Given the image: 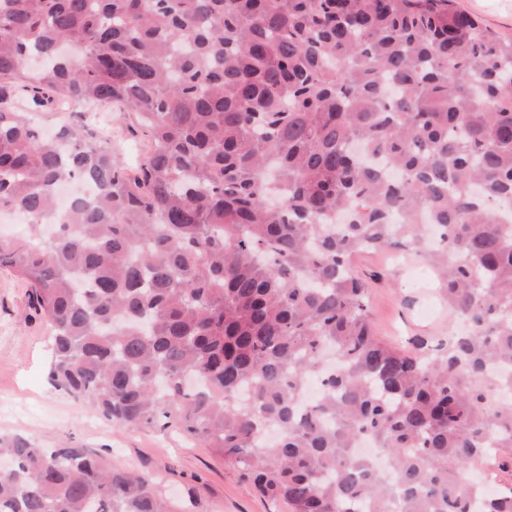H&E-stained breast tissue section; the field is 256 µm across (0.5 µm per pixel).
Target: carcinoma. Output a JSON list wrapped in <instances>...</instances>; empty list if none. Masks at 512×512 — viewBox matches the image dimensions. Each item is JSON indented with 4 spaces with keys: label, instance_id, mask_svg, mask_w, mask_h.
I'll return each instance as SVG.
<instances>
[{
    "label": "carcinoma",
    "instance_id": "cac0c4a2",
    "mask_svg": "<svg viewBox=\"0 0 512 512\" xmlns=\"http://www.w3.org/2000/svg\"><path fill=\"white\" fill-rule=\"evenodd\" d=\"M58 102L132 117L138 169L41 135ZM67 180L94 196L42 242ZM0 210L28 218L0 269L51 385L107 420L203 441L290 512H512L467 480L512 472V40L456 0H0ZM408 246L468 329L404 349L351 260ZM0 459V512H173L85 448L1 434Z\"/></svg>",
    "mask_w": 512,
    "mask_h": 512
}]
</instances>
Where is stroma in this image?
I'll list each match as a JSON object with an SVG mask.
<instances>
[{
    "label": "stroma",
    "instance_id": "35a3bbf8",
    "mask_svg": "<svg viewBox=\"0 0 512 512\" xmlns=\"http://www.w3.org/2000/svg\"><path fill=\"white\" fill-rule=\"evenodd\" d=\"M465 13L512 38V0H458ZM105 115L120 132L112 148L128 168L146 155L147 140L112 108ZM357 266L369 285L378 336L396 342L410 336H445L458 323L448 312L441 284L427 261L410 252L375 253ZM49 334L35 315L26 284L0 271V433L36 438L45 448L69 442L117 465L152 474L172 494L174 512H288L262 497L240 471L197 439L174 429L127 428L50 386Z\"/></svg>",
    "mask_w": 512,
    "mask_h": 512
}]
</instances>
